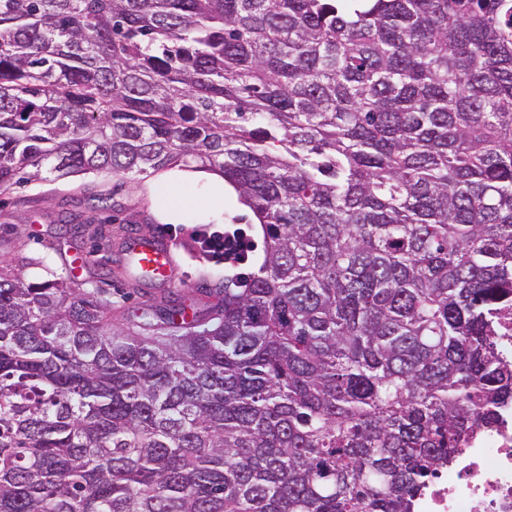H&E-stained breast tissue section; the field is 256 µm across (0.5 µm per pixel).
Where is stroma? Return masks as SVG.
<instances>
[{"label": "stroma", "mask_w": 512, "mask_h": 512, "mask_svg": "<svg viewBox=\"0 0 512 512\" xmlns=\"http://www.w3.org/2000/svg\"><path fill=\"white\" fill-rule=\"evenodd\" d=\"M132 227L169 234L176 246V287L192 299L201 290L223 287L225 278L246 277L263 255L262 234L250 212L210 196L200 182L173 188L156 175L136 182L94 172L0 196V258H31L26 277L43 281L60 273L59 256L82 255L80 279L93 280L113 306L131 316L164 294L141 288L119 265V248ZM228 228L243 229L252 242L247 263H217L201 252V234Z\"/></svg>", "instance_id": "35a3bbf8"}]
</instances>
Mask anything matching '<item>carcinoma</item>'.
Listing matches in <instances>:
<instances>
[{
  "label": "carcinoma",
  "instance_id": "obj_1",
  "mask_svg": "<svg viewBox=\"0 0 512 512\" xmlns=\"http://www.w3.org/2000/svg\"><path fill=\"white\" fill-rule=\"evenodd\" d=\"M180 165L261 263L124 325L0 259V512H413L512 397V0H0V194Z\"/></svg>",
  "mask_w": 512,
  "mask_h": 512
}]
</instances>
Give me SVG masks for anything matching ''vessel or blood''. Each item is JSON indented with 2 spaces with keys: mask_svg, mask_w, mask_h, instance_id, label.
I'll list each match as a JSON object with an SVG mask.
<instances>
[{
  "mask_svg": "<svg viewBox=\"0 0 512 512\" xmlns=\"http://www.w3.org/2000/svg\"><path fill=\"white\" fill-rule=\"evenodd\" d=\"M125 258L147 284H173L176 280L175 247L156 232L131 233L125 238Z\"/></svg>",
  "mask_w": 512,
  "mask_h": 512,
  "instance_id": "obj_1",
  "label": "vessel or blood"
}]
</instances>
